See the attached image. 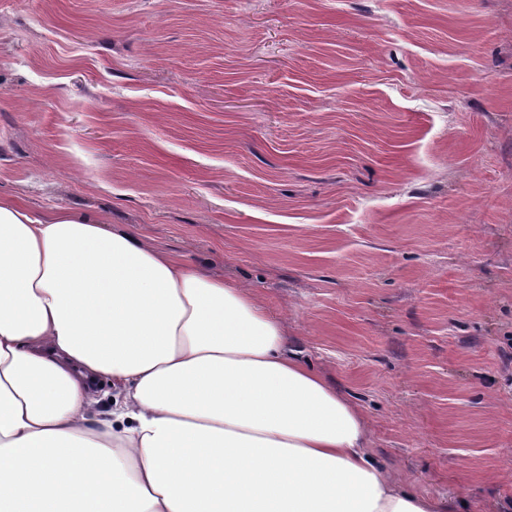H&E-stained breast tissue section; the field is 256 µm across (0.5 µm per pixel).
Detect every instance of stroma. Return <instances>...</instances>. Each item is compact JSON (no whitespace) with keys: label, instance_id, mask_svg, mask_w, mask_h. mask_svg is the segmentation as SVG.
<instances>
[{"label":"stroma","instance_id":"1","mask_svg":"<svg viewBox=\"0 0 512 512\" xmlns=\"http://www.w3.org/2000/svg\"><path fill=\"white\" fill-rule=\"evenodd\" d=\"M0 197L246 287L402 486L512 512V0H0Z\"/></svg>","mask_w":512,"mask_h":512}]
</instances>
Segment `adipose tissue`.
<instances>
[{"label":"adipose tissue","mask_w":512,"mask_h":512,"mask_svg":"<svg viewBox=\"0 0 512 512\" xmlns=\"http://www.w3.org/2000/svg\"><path fill=\"white\" fill-rule=\"evenodd\" d=\"M370 431L246 289L0 199V512H439Z\"/></svg>","instance_id":"obj_1"}]
</instances>
